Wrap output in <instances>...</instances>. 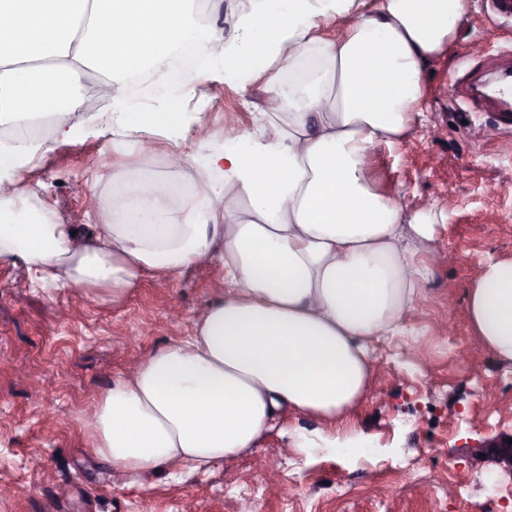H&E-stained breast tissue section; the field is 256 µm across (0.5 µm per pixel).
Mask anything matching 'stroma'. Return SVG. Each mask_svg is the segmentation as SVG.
Returning a JSON list of instances; mask_svg holds the SVG:
<instances>
[{
    "label": "stroma",
    "mask_w": 512,
    "mask_h": 512,
    "mask_svg": "<svg viewBox=\"0 0 512 512\" xmlns=\"http://www.w3.org/2000/svg\"><path fill=\"white\" fill-rule=\"evenodd\" d=\"M510 69L512 19L471 0L449 54L426 75L424 127L376 156L385 190L408 211L432 205L438 216L417 255L433 274L403 331L375 343L370 392L351 414L370 456L336 454L318 438L320 422L301 417L292 425L307 447L274 432L206 470L115 479L89 450L95 402L140 358L192 334L224 294L220 265L189 267L165 284L145 276L115 301L42 286L23 261L0 258V512H512V469L480 450L512 435V363L486 349L461 356L472 342L463 319L469 280L486 259H512V131L486 136L496 112L448 89L455 76L483 83ZM204 89L188 106L185 148L197 158L223 146L225 130L250 128L264 98L217 75ZM139 162L114 154L88 125L25 178L59 223L85 225L105 188L92 173ZM441 251L456 263L436 264ZM268 458L278 461L276 495L260 466Z\"/></svg>",
    "instance_id": "obj_1"
}]
</instances>
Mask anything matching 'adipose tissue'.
<instances>
[{
	"instance_id": "obj_1",
	"label": "adipose tissue",
	"mask_w": 512,
	"mask_h": 512,
	"mask_svg": "<svg viewBox=\"0 0 512 512\" xmlns=\"http://www.w3.org/2000/svg\"><path fill=\"white\" fill-rule=\"evenodd\" d=\"M469 0H248L229 36L192 18L191 0H0V257L43 282L120 299L150 274L175 279L217 259L224 296L192 336L140 361L98 400L92 449L121 474L199 470L257 448L289 416L335 423L327 445L353 454L348 424L375 362L369 343L400 328L432 272L416 259L431 210L407 212L371 178L381 146L424 121V71L448 51ZM310 59L311 78L284 82ZM220 73L266 101L251 129L194 161L188 105ZM96 80L102 115L80 90ZM100 123L112 150L169 141L163 173L116 167L92 232L37 207L16 171L48 140ZM198 183L175 200L170 183ZM465 321L512 361V260L483 261Z\"/></svg>"
}]
</instances>
